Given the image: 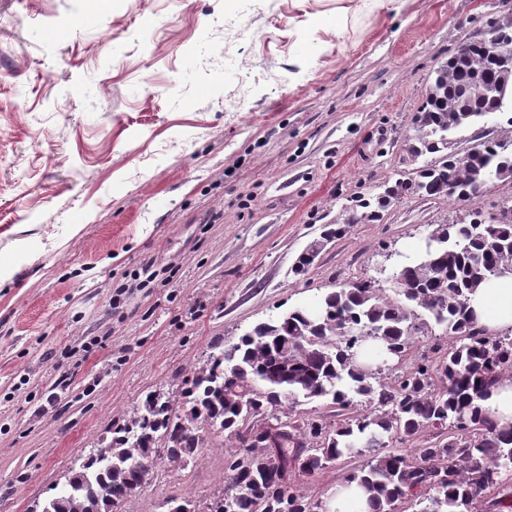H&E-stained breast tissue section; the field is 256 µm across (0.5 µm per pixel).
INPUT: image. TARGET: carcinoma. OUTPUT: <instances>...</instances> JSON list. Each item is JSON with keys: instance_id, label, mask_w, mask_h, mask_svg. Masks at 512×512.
Wrapping results in <instances>:
<instances>
[{"instance_id": "obj_1", "label": "carcinoma", "mask_w": 512, "mask_h": 512, "mask_svg": "<svg viewBox=\"0 0 512 512\" xmlns=\"http://www.w3.org/2000/svg\"><path fill=\"white\" fill-rule=\"evenodd\" d=\"M478 82L485 94L463 87ZM496 114L512 128V50L493 61L479 50L459 49L434 73L415 117L412 156L434 161L416 176L356 201L340 224H326L297 256L305 275L324 243L353 224L380 219L400 195L472 201L495 181H512V135L492 137L460 152L449 135ZM512 273V210L497 222L435 224L425 247L392 272L388 288L351 282L321 295L318 314L291 308L256 323L237 342L212 352L184 381L178 396L151 391L110 441L75 466L63 489L40 512H117L137 496L158 459L180 469L211 436L224 434L235 451L224 459V493L206 512H317L296 476L313 475L345 456L367 463L346 475L369 493L370 512H481L488 501L512 509V428L498 426L476 402L512 375V336H489L477 327L468 296L481 282ZM392 291L399 299L384 295ZM430 315L453 344L413 362L393 378L375 356L356 360L361 341L385 346L402 360ZM331 401L346 411L359 398L365 409L338 421L310 420L274 411L298 398ZM281 425L273 441H243L267 422ZM427 434L405 453L393 449Z\"/></svg>"}]
</instances>
